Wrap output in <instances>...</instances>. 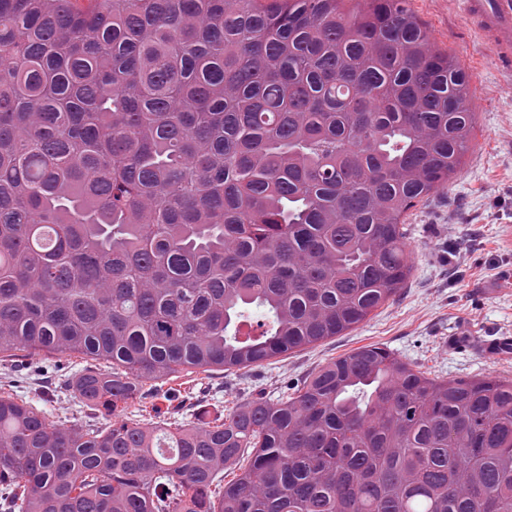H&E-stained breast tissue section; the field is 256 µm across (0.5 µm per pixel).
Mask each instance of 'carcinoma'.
Wrapping results in <instances>:
<instances>
[{"instance_id": "cac0c4a2", "label": "carcinoma", "mask_w": 512, "mask_h": 512, "mask_svg": "<svg viewBox=\"0 0 512 512\" xmlns=\"http://www.w3.org/2000/svg\"><path fill=\"white\" fill-rule=\"evenodd\" d=\"M0 0V357L112 365L0 392V512H512V380L368 345L214 416L200 374L364 321L474 130L405 0ZM55 357L25 356L17 357L13 360L0 361V385L10 384L18 386L20 392L27 394L32 403L45 413L60 418L68 422V424L76 423L82 426H101L106 423L105 417L96 411L82 408L78 402L69 394L55 393L39 394L34 396L31 390L34 383L42 385L50 383L54 379L61 377L60 375H73L78 372L81 367L86 365V359L80 357H71L70 362H65L59 367L53 369ZM18 377H23L18 378Z\"/></svg>"}]
</instances>
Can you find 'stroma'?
Masks as SVG:
<instances>
[{"instance_id":"1","label":"stroma","mask_w":512,"mask_h":512,"mask_svg":"<svg viewBox=\"0 0 512 512\" xmlns=\"http://www.w3.org/2000/svg\"><path fill=\"white\" fill-rule=\"evenodd\" d=\"M438 48L456 56L475 87V127L470 150L444 190L409 220L412 273L385 305L345 335L237 374H217L199 399L213 406L246 400L260 390L277 398L286 381L359 347H386L421 370L460 379L491 374L512 379V358L496 359L456 347L451 338L512 336V79L502 74L490 47L466 28L456 0H407ZM84 359L56 365L54 358L0 361V385L33 384L78 372ZM45 413L82 426L104 416L65 393L32 395Z\"/></svg>"}]
</instances>
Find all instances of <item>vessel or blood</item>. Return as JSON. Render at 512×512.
I'll use <instances>...</instances> for the list:
<instances>
[{
  "label": "vessel or blood",
  "instance_id": "b4317fda",
  "mask_svg": "<svg viewBox=\"0 0 512 512\" xmlns=\"http://www.w3.org/2000/svg\"><path fill=\"white\" fill-rule=\"evenodd\" d=\"M460 11L492 49L498 64L512 73V0H458Z\"/></svg>",
  "mask_w": 512,
  "mask_h": 512
}]
</instances>
